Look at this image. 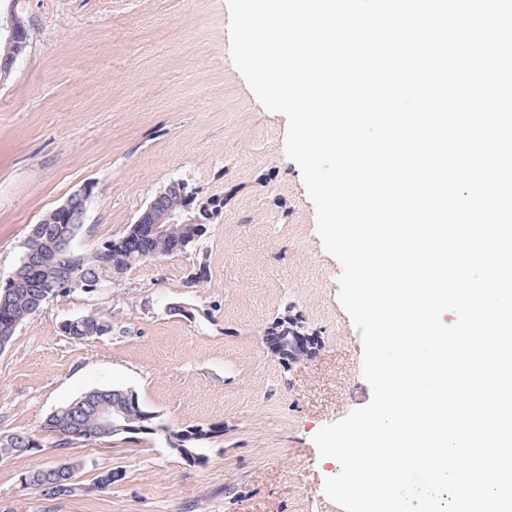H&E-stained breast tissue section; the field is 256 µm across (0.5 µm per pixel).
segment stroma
<instances>
[{
    "mask_svg": "<svg viewBox=\"0 0 512 512\" xmlns=\"http://www.w3.org/2000/svg\"><path fill=\"white\" fill-rule=\"evenodd\" d=\"M31 40L0 86V281L31 225L91 185L75 248L121 236L170 181L224 199L200 250L151 261L91 294L61 296L0 351V436L37 449L0 458V512H343L339 471L313 442L367 405L363 342L339 300L341 265L285 154L287 120L266 110L230 55L227 0H19ZM204 268L198 287L187 274ZM181 301L211 319L165 313ZM96 312L111 333L77 344L64 320ZM299 316L309 356L265 334ZM133 390L171 426L220 423L191 466L159 435L54 447L43 422L80 394ZM82 461L81 491L45 499L24 474ZM124 478L90 491L98 472Z\"/></svg>",
    "mask_w": 512,
    "mask_h": 512,
    "instance_id": "35a3bbf8",
    "label": "stroma"
}]
</instances>
